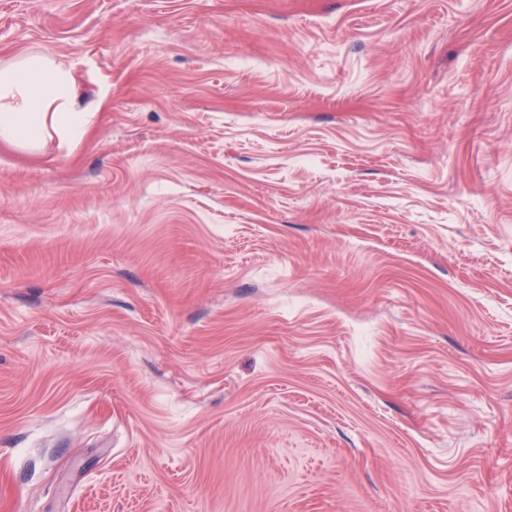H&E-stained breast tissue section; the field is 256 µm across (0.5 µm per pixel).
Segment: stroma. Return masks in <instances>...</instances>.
Segmentation results:
<instances>
[{
    "label": "stroma",
    "mask_w": 512,
    "mask_h": 512,
    "mask_svg": "<svg viewBox=\"0 0 512 512\" xmlns=\"http://www.w3.org/2000/svg\"><path fill=\"white\" fill-rule=\"evenodd\" d=\"M92 133L0 148V512H512V0H0Z\"/></svg>",
    "instance_id": "1"
}]
</instances>
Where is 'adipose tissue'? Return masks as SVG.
<instances>
[{"mask_svg": "<svg viewBox=\"0 0 512 512\" xmlns=\"http://www.w3.org/2000/svg\"><path fill=\"white\" fill-rule=\"evenodd\" d=\"M90 123L68 70L37 56L0 68V145L33 148L53 138L68 145Z\"/></svg>", "mask_w": 512, "mask_h": 512, "instance_id": "1", "label": "adipose tissue"}]
</instances>
